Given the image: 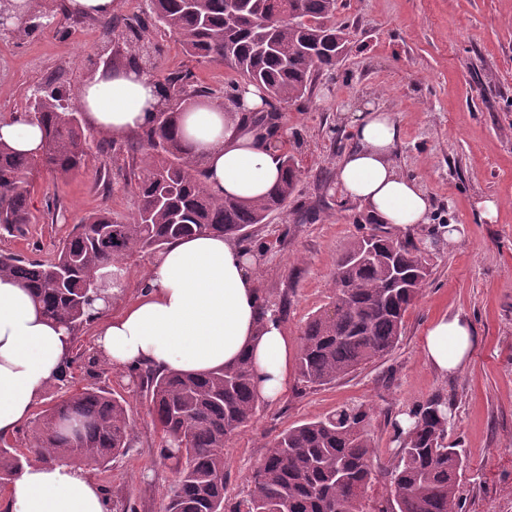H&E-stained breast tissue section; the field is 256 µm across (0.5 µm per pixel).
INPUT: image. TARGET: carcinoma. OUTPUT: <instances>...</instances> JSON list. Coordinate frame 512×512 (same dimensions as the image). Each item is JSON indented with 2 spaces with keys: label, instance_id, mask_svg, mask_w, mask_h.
I'll return each instance as SVG.
<instances>
[{
  "label": "carcinoma",
  "instance_id": "carcinoma-1",
  "mask_svg": "<svg viewBox=\"0 0 512 512\" xmlns=\"http://www.w3.org/2000/svg\"><path fill=\"white\" fill-rule=\"evenodd\" d=\"M151 19L174 35L199 63L230 64L242 85H257L272 101L301 102L315 79L339 66L349 44L348 27L335 22L337 0H150ZM28 8V22L12 24L13 8ZM6 15L0 29L30 34L65 11L58 0H0ZM187 70L160 81L166 107L128 150L149 158L133 172L139 198L132 219L119 224L102 209L73 226L48 262L0 254V274L25 283L45 315L77 339L91 324L90 309L105 300L98 271L133 253L159 252L170 241L199 232L243 242L249 230L290 198L300 171L292 155L281 154L278 185L256 203L217 198L205 187L200 162L178 138L177 119L194 102ZM44 132L42 152L28 157L0 144V235L21 236L31 223L29 174L42 165L69 176L85 165L82 119L64 84L53 82L26 107ZM366 231L336 258L333 295L314 312L299 336L296 368L306 384L326 385L391 353L403 333L404 317L430 275L435 240L398 239L390 226L365 218ZM152 406L159 432L158 456L176 473L162 512H225L224 446L256 413L260 399L252 366L235 364L201 375L145 367L128 371ZM413 427L394 429L397 463L390 472L384 504L369 511L366 491L374 479L375 446L369 414L344 407L322 419L281 433L251 477L253 490L235 512H462L464 460L448 444L454 420L452 399L436 394L411 410ZM80 426L73 435L66 423ZM36 456L0 448V487L22 464L69 457L97 467L133 446L126 401L99 386L73 393L44 410L31 428Z\"/></svg>",
  "mask_w": 512,
  "mask_h": 512
}]
</instances>
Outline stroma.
I'll return each mask as SVG.
<instances>
[{
    "label": "stroma",
    "mask_w": 512,
    "mask_h": 512,
    "mask_svg": "<svg viewBox=\"0 0 512 512\" xmlns=\"http://www.w3.org/2000/svg\"><path fill=\"white\" fill-rule=\"evenodd\" d=\"M336 21L352 33L343 62L333 76L316 80L307 101L280 105L274 114L301 176L287 207L252 229L262 302L286 308L283 320L294 338L328 303L333 263L361 234L358 219L367 213L336 185V167L351 147L350 114L365 103L395 113L402 130L395 162L433 202L430 223L412 239H427L445 224L464 232L458 243L431 251V275L391 354L327 385L304 387L291 379L279 401L260 403L224 448L226 507L234 512L248 499L251 476L278 434L345 405L370 413L376 477L368 497L382 500L385 473L395 462V418L440 392L453 400L448 441L465 460L466 512H512V0H339ZM144 36L164 49L158 75L191 70L197 88L216 98L236 78L229 66L191 62L177 39L159 30L147 28ZM101 45L99 20L89 16L24 38L0 35V115L24 111L33 90L58 74L81 87L99 67ZM104 140L92 134L75 174L34 171L33 220L24 236L0 238V252L46 261L89 213L105 208L115 221L130 218L138 204L126 185L130 156L105 155ZM105 169L107 188L100 181ZM485 198L502 204L495 222L476 207ZM447 313L468 317L476 341L466 365L444 379L426 364L422 342L428 324ZM92 347L88 328L74 344L79 358L68 381L50 385L36 408L93 382L121 394L136 444L92 476L109 478L135 512H159L174 473L158 458L149 403L107 364H98L99 376L90 380L83 359Z\"/></svg>",
    "instance_id": "stroma-1"
}]
</instances>
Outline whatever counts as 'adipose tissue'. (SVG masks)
Instances as JSON below:
<instances>
[{
	"instance_id": "obj_1",
	"label": "adipose tissue",
	"mask_w": 512,
	"mask_h": 512,
	"mask_svg": "<svg viewBox=\"0 0 512 512\" xmlns=\"http://www.w3.org/2000/svg\"><path fill=\"white\" fill-rule=\"evenodd\" d=\"M84 122L94 132L123 140L141 133L164 97L154 71L136 59L98 69L82 85ZM262 92L240 89L237 104L198 98L178 119L187 151L202 160L207 190L217 197L255 201L279 183L277 132L252 112L264 108ZM353 145L336 168V185L379 220L409 231L429 223L432 202L395 163L400 126L393 113L367 105L349 122ZM44 133L25 114L0 116V142L38 156ZM256 256L235 239L209 233L172 241L152 260L138 297L100 319L93 347L115 370L150 366L204 374L252 361L257 395L277 400L288 388L295 349L280 315L262 309ZM474 328L463 316L444 315L425 333L426 363L448 375L466 363ZM68 330L48 320L29 288L0 276V436L29 418L49 385L69 373ZM101 486L84 469L60 460L26 466L0 496V512H110Z\"/></svg>"
}]
</instances>
